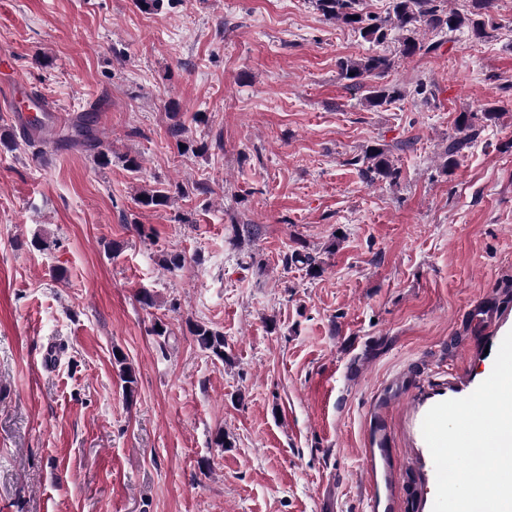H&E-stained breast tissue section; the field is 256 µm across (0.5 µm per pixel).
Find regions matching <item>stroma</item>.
<instances>
[{
    "label": "stroma",
    "mask_w": 512,
    "mask_h": 512,
    "mask_svg": "<svg viewBox=\"0 0 512 512\" xmlns=\"http://www.w3.org/2000/svg\"><path fill=\"white\" fill-rule=\"evenodd\" d=\"M492 14L386 42L402 96L373 107L338 69L373 45L313 0H0V89L62 115L31 144L0 97V512H371L380 427L391 512H433L422 421L512 331V0ZM374 147L397 183L362 175ZM474 118V115L470 114V116L467 113H463L460 115L458 121H457V130L460 133L465 132V136L463 138H459L458 141H453L451 144L448 145V150L445 152V155L447 159L445 158L444 166L448 168V164L454 163V159H452L455 154L460 149V145L463 144L468 140V137L470 138L472 135H475L474 125L471 121V119ZM470 132H472L470 134ZM192 332L200 347L209 351L218 359H224V335L219 331L207 328L205 325L196 324Z\"/></svg>",
    "instance_id": "obj_1"
}]
</instances>
